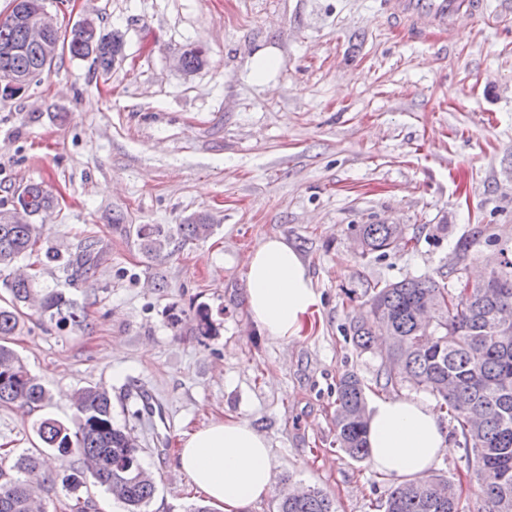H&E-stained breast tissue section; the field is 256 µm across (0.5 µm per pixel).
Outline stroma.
Here are the masks:
<instances>
[{"mask_svg": "<svg viewBox=\"0 0 512 512\" xmlns=\"http://www.w3.org/2000/svg\"><path fill=\"white\" fill-rule=\"evenodd\" d=\"M386 0H44L63 31L93 19L119 32L108 76L57 57L16 96L0 95V206L39 182L55 198L23 268L86 311L58 329L25 317L11 345L49 390V405L0 407V452L39 447L33 425L71 423L75 393L99 386L115 425L132 430L156 481L144 512L207 504L176 464L182 432L227 418L272 445L277 488L322 490L336 512H379L394 482L336 446V384L356 372L368 401L430 393L385 387L378 350L356 351L350 323L367 284L432 276L448 283L458 239L475 225L470 272L512 246V0L489 20L462 18L451 39H407ZM201 68L178 65L189 49ZM283 65L248 79L259 51ZM214 227L148 251L144 224ZM360 224H399L408 246L361 256ZM279 235L304 259L319 296L304 336H264L245 303L249 253ZM101 260L71 280L46 249ZM216 333L194 331L198 306ZM178 326H171L172 315ZM436 473L475 512L462 447Z\"/></svg>", "mask_w": 512, "mask_h": 512, "instance_id": "35a3bbf8", "label": "stroma"}]
</instances>
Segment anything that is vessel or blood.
<instances>
[{
	"instance_id": "1",
	"label": "vessel or blood",
	"mask_w": 512,
	"mask_h": 512,
	"mask_svg": "<svg viewBox=\"0 0 512 512\" xmlns=\"http://www.w3.org/2000/svg\"><path fill=\"white\" fill-rule=\"evenodd\" d=\"M387 13L397 28L411 39H423L419 27L422 18H431L440 36H449L459 18L482 21L484 0H388Z\"/></svg>"
}]
</instances>
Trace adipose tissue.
I'll list each match as a JSON object with an SVG mask.
<instances>
[{"label":"adipose tissue","instance_id":"obj_1","mask_svg":"<svg viewBox=\"0 0 512 512\" xmlns=\"http://www.w3.org/2000/svg\"><path fill=\"white\" fill-rule=\"evenodd\" d=\"M246 306L265 336L287 343L303 335L318 295L301 255L283 237H265L250 253ZM367 440L373 468L398 482L426 474L451 452L439 408L412 398L378 400ZM178 465L224 512H248L275 492L270 443L244 420L214 422L188 435Z\"/></svg>","mask_w":512,"mask_h":512}]
</instances>
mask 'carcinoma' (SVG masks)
<instances>
[{
    "instance_id": "1",
    "label": "carcinoma",
    "mask_w": 512,
    "mask_h": 512,
    "mask_svg": "<svg viewBox=\"0 0 512 512\" xmlns=\"http://www.w3.org/2000/svg\"><path fill=\"white\" fill-rule=\"evenodd\" d=\"M22 43L27 51L19 56L0 57V75L26 73L45 64L42 48L28 42L25 29L12 16L0 18V45ZM69 53L74 58L92 59L95 70L106 76L113 55L121 52L123 39L117 32L75 26L69 34ZM17 203L28 205L30 216L46 213L53 197L39 184L24 185ZM13 210L0 208V269L12 267L31 253L42 227L11 221ZM213 225L177 224L164 228L145 224L138 235L153 250L177 235L185 240L205 239ZM484 229L472 228L456 243L454 253L466 260ZM356 243L361 254H378L406 244L399 224H360ZM50 262H64L74 274H86L100 260L98 242L89 240L73 258L57 252L46 253ZM10 299L0 305V407L49 404L45 385L26 368L9 337L19 330L24 309L31 308L56 326H78L82 311L63 292L36 288L32 276L19 275L7 284ZM372 291L366 309L352 326L355 347L366 351L372 336L383 328L389 346L385 355L386 384L398 388L405 383L421 388L449 407L468 464L479 487L477 512H506L512 505V322L501 312L512 310V260L502 262L492 276L478 279L459 276L449 290L431 276L405 278L384 286L367 285ZM195 332L215 334L216 328L206 306L197 309ZM76 415L72 425L55 419L41 421L36 433L41 447L16 456L10 465H0V512L35 511L30 500L27 477L43 474V482L55 493L62 489L75 496L74 512H88L90 500L77 495L87 479L104 488L121 502L126 512H142L154 496L156 485L142 465L139 448L131 433L112 422V400L95 386L78 391L74 397ZM336 445L350 459L363 461L368 448V406L361 380L354 372L344 374L336 384ZM76 456L94 464L89 474L80 471L58 477L51 465L55 457ZM461 490L437 475H426L395 486L381 504L383 512H459ZM276 512H335L332 500L322 492L296 488L278 499Z\"/></svg>"
}]
</instances>
